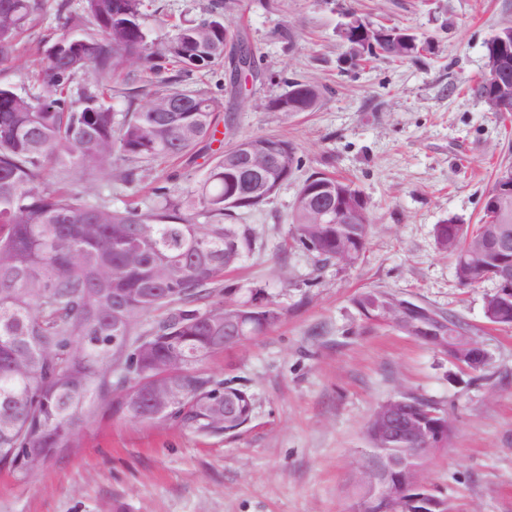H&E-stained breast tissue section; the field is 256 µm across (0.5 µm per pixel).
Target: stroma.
Listing matches in <instances>:
<instances>
[{
	"label": "stroma",
	"mask_w": 512,
	"mask_h": 512,
	"mask_svg": "<svg viewBox=\"0 0 512 512\" xmlns=\"http://www.w3.org/2000/svg\"><path fill=\"white\" fill-rule=\"evenodd\" d=\"M31 29L0 82L32 91L38 42L58 29L54 9ZM211 0H146L157 37L200 15ZM353 8L376 25L434 37L435 56L354 65L338 31ZM226 22L254 51L257 78L231 104L235 138L275 134L292 141L300 165L265 204L241 214L255 250L225 287L245 296L262 286L283 313L272 332L199 366L253 395L250 423L234 436L198 435L173 422H146L103 408L77 445L28 480L0 472V512H349L366 447L365 425L380 403L415 392L447 409L453 434L421 479L448 512H512V327L489 324L495 285L456 283L436 244L443 219L477 223L497 171L512 165V112H490L471 88L486 41L512 25V0H242ZM288 78L322 91L315 111H257ZM228 144L205 140L193 160L128 185L76 183L113 205L149 207L153 187H186ZM352 179L375 226L357 265H321L287 248L288 215L312 173ZM378 288L453 315L488 354L480 379L453 358L390 326H365L353 305Z\"/></svg>",
	"instance_id": "1"
}]
</instances>
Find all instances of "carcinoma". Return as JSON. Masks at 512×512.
<instances>
[{
    "label": "carcinoma",
    "instance_id": "carcinoma-1",
    "mask_svg": "<svg viewBox=\"0 0 512 512\" xmlns=\"http://www.w3.org/2000/svg\"><path fill=\"white\" fill-rule=\"evenodd\" d=\"M82 14L63 17L60 33L40 41L39 63L32 75L35 93L21 94L0 84V468L19 478L34 474L19 464L48 460L61 448L75 446L76 429L105 406L128 410L137 371L112 369L124 342L156 336L152 360L171 350L189 358L186 396L169 415L204 436L234 434L252 419L253 397L231 379H216L197 367L219 350L203 322L206 314L233 310L235 298L211 300L215 288L241 258L256 247L252 233L237 223L241 213L264 204L292 178L300 159L294 143L277 136H251L215 154L206 177L190 190L154 188L153 205H112V197L86 201L68 185L98 174L129 184L145 166L191 156L217 131L224 101L181 83L190 72L216 71L226 65L224 49L232 38L224 6L176 26L163 40L144 24V0H82ZM47 0H0V66L13 63L25 33L46 10ZM408 40L389 56L378 41L342 44L351 59L401 61L436 54L432 40L406 32ZM484 72L474 91L487 110L497 111L501 82H512V25L485 44ZM148 63L169 76L154 89L127 94L121 113L108 101L102 78L128 80L134 66ZM320 98L311 81L287 82L281 95L257 108L292 115L312 112ZM263 164L258 178L264 197L238 205L236 195L246 175L245 153ZM487 190L477 224L454 217L436 226L440 251L454 260L463 288L496 280L491 262L475 268L463 253L482 254L507 230L512 238V195L495 203V184ZM341 208L339 223L322 224L315 207ZM293 245L317 262H336L348 254L355 264L364 257L374 224L368 200L350 180L322 172L300 185L290 215ZM397 295L382 289L360 292L353 304L362 320L390 311L389 324L408 336L393 307ZM418 323L444 333L462 326L427 305L405 300ZM492 324L512 325V306L486 302ZM162 316L148 322L157 312ZM281 312L257 311L253 335L274 330ZM22 351L26 360L16 363ZM418 413L433 412L432 427L448 429V414L438 404L409 393ZM236 406L224 423L215 413L222 403ZM364 512H448L445 500L427 486L395 478L388 496Z\"/></svg>",
    "mask_w": 512,
    "mask_h": 512
}]
</instances>
